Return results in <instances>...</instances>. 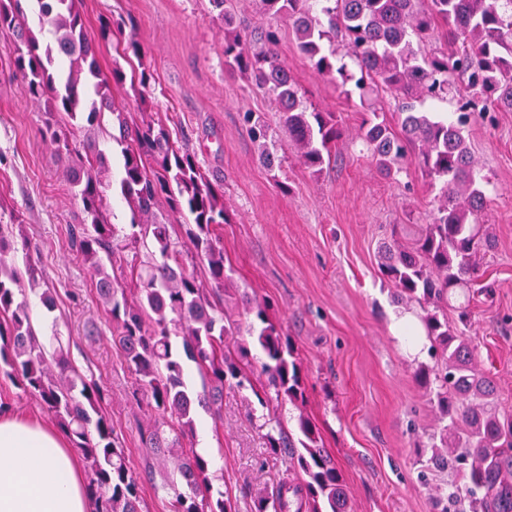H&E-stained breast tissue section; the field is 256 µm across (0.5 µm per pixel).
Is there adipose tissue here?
<instances>
[{
    "mask_svg": "<svg viewBox=\"0 0 512 512\" xmlns=\"http://www.w3.org/2000/svg\"><path fill=\"white\" fill-rule=\"evenodd\" d=\"M0 512H94L66 437L7 410L0 411Z\"/></svg>",
    "mask_w": 512,
    "mask_h": 512,
    "instance_id": "1",
    "label": "adipose tissue"
}]
</instances>
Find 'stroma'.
<instances>
[{
	"label": "stroma",
	"instance_id": "obj_1",
	"mask_svg": "<svg viewBox=\"0 0 512 512\" xmlns=\"http://www.w3.org/2000/svg\"><path fill=\"white\" fill-rule=\"evenodd\" d=\"M88 32L99 17L122 24L99 49L103 70L136 35L153 76V117L173 116L175 144H188L221 180L229 215L223 225L228 286L268 301L298 352L307 402L261 404L250 388L224 389V417L197 413L217 450L214 487L246 506L264 483L287 476L284 460L266 446L265 419L296 429L299 415L316 425L341 471L351 512H438L436 500L455 478L434 467L431 436L437 408L415 379L421 361L393 339L390 316L406 312L379 270L378 250L391 230L412 239L427 223L434 189L420 174L382 175L357 138L365 113L378 111L398 127L399 100L388 92L368 101L347 97L300 53L287 21L279 55L308 106L335 115L343 136L336 161L305 168L288 145L271 99L224 69V32L209 0H83ZM0 32V201L26 226L56 308L32 305L43 340L60 334L74 365L110 391L106 406L132 470L143 466L140 429L150 414L133 391L134 378L112 343V321L94 288L91 269L69 248L79 209L54 145L42 137L41 106L13 77ZM259 115L281 158L267 169L244 113ZM464 135L488 180L485 221L494 242L481 272L493 295H475L465 335L480 368L498 384L494 405L512 411V112L477 119Z\"/></svg>",
	"mask_w": 512,
	"mask_h": 512
}]
</instances>
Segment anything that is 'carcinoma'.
<instances>
[{"instance_id": "cac0c4a2", "label": "carcinoma", "mask_w": 512, "mask_h": 512, "mask_svg": "<svg viewBox=\"0 0 512 512\" xmlns=\"http://www.w3.org/2000/svg\"><path fill=\"white\" fill-rule=\"evenodd\" d=\"M43 19L55 32V47L40 50L20 0H0V31L11 33L14 72L30 97L43 104L45 135L67 160L65 181L83 220L69 248L89 265L99 300L108 309L120 350L146 405L155 411L144 430V466L135 473L103 410L107 386L87 380L74 367L62 341L48 347L38 338L28 296L49 311L54 292L40 288L41 271L30 257L23 222H0V378L38 398L66 433L88 469L87 495L95 512H143L141 486L153 468L195 435L202 408L221 416L224 384L252 383L249 336L265 361L267 400L305 401L297 351L271 312V306L242 293L225 297L229 280L224 242L217 233L227 222L224 190L202 170L195 152L174 145L161 120L129 123L113 88L126 84L124 70H102L99 44L112 38V21H99L88 34L82 0H38ZM224 28V67L246 78L275 103L288 142L301 163L318 173L335 159L340 129L329 112L304 104L294 77L281 61L271 28L241 22L236 0H209ZM270 18L285 19L298 50L316 70L363 99L390 91L405 100L400 131L393 132L378 112L362 121L360 139L387 175L406 162L438 188L430 222L408 243L396 238L380 252L382 274L397 299L418 305L434 366H422L417 381L435 388L444 463L459 464L448 493L453 512H512V412L492 408L496 383L480 372L460 325L467 321L470 297L479 283L481 259L492 235L482 221L490 198L463 135L475 112H512V0H257ZM440 21L446 48L427 54L421 44ZM345 39V56L325 47ZM349 58L352 70L344 62ZM153 76L142 71L130 89L138 106L150 101ZM461 83L464 111L449 121L417 112L414 103L441 100ZM112 114L121 147L120 194L131 211L130 229L111 223L106 204V159L92 136L78 139L61 124L66 116L89 125ZM245 122L268 170L278 157L268 148V128L247 112ZM164 203L166 217L156 213ZM189 215L184 234L169 218ZM25 251L24 267L12 256ZM118 269L121 276L107 268ZM193 362L204 383L193 391L184 379V361ZM274 396H269V392ZM266 440L285 454L291 478L263 487L250 512H348L345 480L322 448L316 425L299 416L298 434L267 420ZM164 488L172 493L171 512H239L221 491L213 492L209 461L196 448L172 462Z\"/></svg>"}]
</instances>
